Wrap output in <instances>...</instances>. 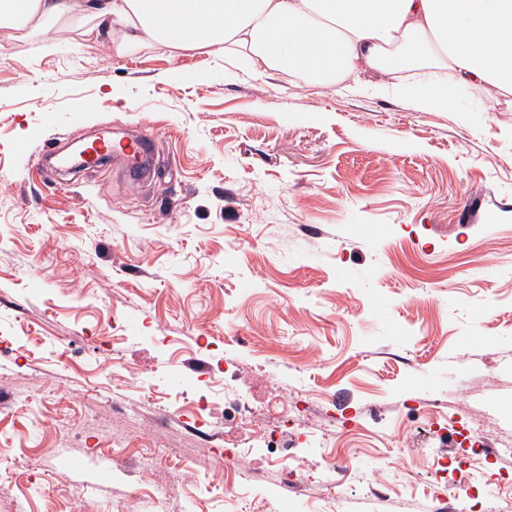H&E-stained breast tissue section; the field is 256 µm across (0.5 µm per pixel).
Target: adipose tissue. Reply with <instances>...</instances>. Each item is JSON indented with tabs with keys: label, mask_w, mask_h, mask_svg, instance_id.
Wrapping results in <instances>:
<instances>
[{
	"label": "adipose tissue",
	"mask_w": 512,
	"mask_h": 512,
	"mask_svg": "<svg viewBox=\"0 0 512 512\" xmlns=\"http://www.w3.org/2000/svg\"><path fill=\"white\" fill-rule=\"evenodd\" d=\"M75 15L113 32L120 55L152 42L318 84L429 55L456 84L512 91V0H0V28L33 32Z\"/></svg>",
	"instance_id": "adipose-tissue-1"
}]
</instances>
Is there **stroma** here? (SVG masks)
<instances>
[{"label":"stroma","mask_w":512,"mask_h":512,"mask_svg":"<svg viewBox=\"0 0 512 512\" xmlns=\"http://www.w3.org/2000/svg\"><path fill=\"white\" fill-rule=\"evenodd\" d=\"M91 25L0 31V512H322L328 480L296 501L224 467L253 440L238 397L292 391L289 453L313 436L357 475L336 512H433L373 476L456 455L451 429L399 443L410 405L512 436V94L419 111L395 88L429 58L313 86ZM107 128L149 139L148 178L37 176Z\"/></svg>","instance_id":"obj_1"}]
</instances>
